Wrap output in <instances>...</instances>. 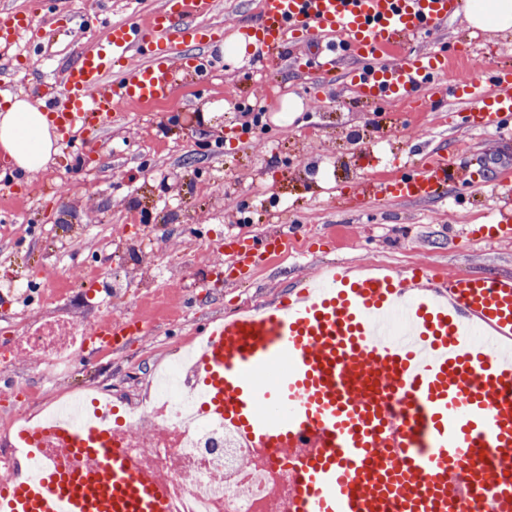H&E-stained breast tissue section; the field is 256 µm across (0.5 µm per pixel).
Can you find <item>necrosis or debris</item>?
<instances>
[{
	"instance_id": "obj_1",
	"label": "necrosis or debris",
	"mask_w": 512,
	"mask_h": 512,
	"mask_svg": "<svg viewBox=\"0 0 512 512\" xmlns=\"http://www.w3.org/2000/svg\"><path fill=\"white\" fill-rule=\"evenodd\" d=\"M87 322L67 315L24 323L13 351L23 354L33 372L26 384L27 405L5 423L0 465L16 455L12 439L20 431L52 421L64 412H84L111 400L99 385H57L45 400L43 385L61 363L87 364L84 343ZM204 339H182L165 363L162 380H151L152 392L123 400L113 432L121 434L123 450L140 466L154 471L170 487L172 512H288L291 474L288 457L273 448H250L223 422L205 418L191 370L190 351ZM154 428L150 448H142L138 431Z\"/></svg>"
}]
</instances>
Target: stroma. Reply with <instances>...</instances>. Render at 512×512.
Here are the masks:
<instances>
[{"instance_id":"35a3bbf8","label":"stroma","mask_w":512,"mask_h":512,"mask_svg":"<svg viewBox=\"0 0 512 512\" xmlns=\"http://www.w3.org/2000/svg\"><path fill=\"white\" fill-rule=\"evenodd\" d=\"M36 15L42 44H20L19 92L40 94L58 80L64 65L97 41L104 28L129 16H145L161 0H0V6ZM472 35L463 15L442 30L410 41L411 49L449 54L447 86L464 85L477 66L486 72L512 67V34L486 32L470 59L453 55ZM209 85L183 77L171 101L127 113L93 147L75 144L47 164L50 181L16 173L0 152V184L15 185L16 198L0 199V221L32 226L22 237L0 235V371L23 386L31 373L24 357L9 348L19 321L14 290L5 278L22 280L43 268L46 283L70 281L61 301L78 316L150 315L149 297L130 292L116 298L114 268L126 264L120 240L140 237L135 257L143 278L181 313L155 321L144 336H132L110 365L67 370L70 383L124 387L127 368L170 352L187 332L215 316L255 308L287 297L322 264L343 262L360 271L369 265L407 270L422 265L436 273L512 271V242L462 238L481 226V214L496 206L494 185L512 167V115L500 133L472 130L466 106L455 97L421 91L419 110L359 99L333 74H306L304 45L258 59L252 52L226 57L214 47ZM297 97L302 112L282 104ZM441 151L456 162L447 195L422 201L361 197L364 183L391 174L403 163L423 164ZM220 185L221 194L199 192L200 183ZM164 218L168 232L150 233L146 217ZM68 221L81 232L75 246L62 245L55 224ZM192 227L183 234L181 225ZM295 231L282 260L260 262L240 285L206 290L197 281L224 258L227 234ZM105 250L115 257L95 286L83 266Z\"/></svg>"}]
</instances>
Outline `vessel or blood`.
Instances as JSON below:
<instances>
[{"mask_svg":"<svg viewBox=\"0 0 512 512\" xmlns=\"http://www.w3.org/2000/svg\"><path fill=\"white\" fill-rule=\"evenodd\" d=\"M459 0H261L249 29L266 55L292 41L315 46L318 68L338 69L337 49L359 59L345 71L362 97L411 102L440 84L443 53L410 54V38L443 28ZM215 0H164L144 19L113 23L104 39L48 85L45 109L62 141L96 133L115 114L169 100L179 73L204 74L220 37L206 17ZM38 29L0 9V53ZM399 55L397 64L387 59ZM139 63H131V56ZM468 124L501 128L512 112V68L493 90L481 71L464 86ZM451 161L438 155L419 171L377 187L390 200L443 195ZM484 236L512 238V206L498 210ZM282 238L234 237L224 267L245 277L272 257ZM401 313L408 338L385 340ZM136 316L104 319L99 343L121 347L142 334ZM194 374L202 411L223 420L252 447L305 449L293 466L295 512H512V274H428L413 267L364 274L329 266L277 304L206 323ZM29 456L54 450L36 472L0 481V512H171L168 487L118 449L108 430L57 421L21 434Z\"/></svg>","mask_w":512,"mask_h":512,"instance_id":"vessel-or-blood-1","label":"vessel or blood"}]
</instances>
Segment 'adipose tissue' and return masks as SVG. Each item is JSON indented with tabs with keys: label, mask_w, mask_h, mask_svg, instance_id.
Masks as SVG:
<instances>
[{
	"label": "adipose tissue",
	"mask_w": 512,
	"mask_h": 512,
	"mask_svg": "<svg viewBox=\"0 0 512 512\" xmlns=\"http://www.w3.org/2000/svg\"><path fill=\"white\" fill-rule=\"evenodd\" d=\"M463 13L466 21L477 28L493 32L512 29V0H465ZM51 129L39 102L14 97L0 110V151L20 173L37 172L57 152Z\"/></svg>",
	"instance_id": "ef3b65f1"
}]
</instances>
